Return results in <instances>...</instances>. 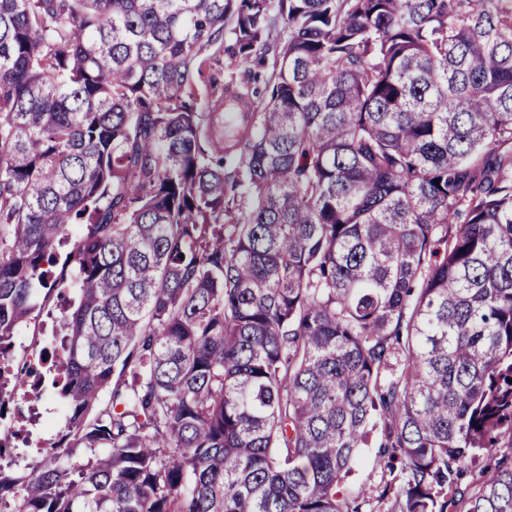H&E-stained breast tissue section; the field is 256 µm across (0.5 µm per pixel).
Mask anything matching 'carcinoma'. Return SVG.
<instances>
[{
	"instance_id": "1",
	"label": "carcinoma",
	"mask_w": 512,
	"mask_h": 512,
	"mask_svg": "<svg viewBox=\"0 0 512 512\" xmlns=\"http://www.w3.org/2000/svg\"><path fill=\"white\" fill-rule=\"evenodd\" d=\"M274 6L265 103L199 110ZM42 289L66 443L3 512H361L376 431L399 512H512L458 488L512 439V0H0V352ZM274 22L273 27L269 33L268 43L272 47L268 52L260 55L262 63H252L249 66L239 64L235 57H232L231 50L229 49L233 41L226 35L220 52L212 54L210 52L211 60L205 71V83L207 84L208 92L204 87V94L200 101V106L205 109L208 101L224 94V89L237 90L240 92H248L249 97L255 101H259L255 96L251 97L253 91L263 92L265 82L272 81L276 74L275 67V47L284 43L288 38V25L273 13ZM212 54V55H211ZM251 74V75H250ZM255 74H258V79H254ZM250 75V80H249ZM214 84L216 88V96L208 95L211 92L210 86ZM209 105V103H208ZM379 445L375 437L370 447L361 449L358 463L340 485V495L360 493L363 512H398L394 497L383 491L387 484L402 482V464L400 459L381 455Z\"/></svg>"
}]
</instances>
